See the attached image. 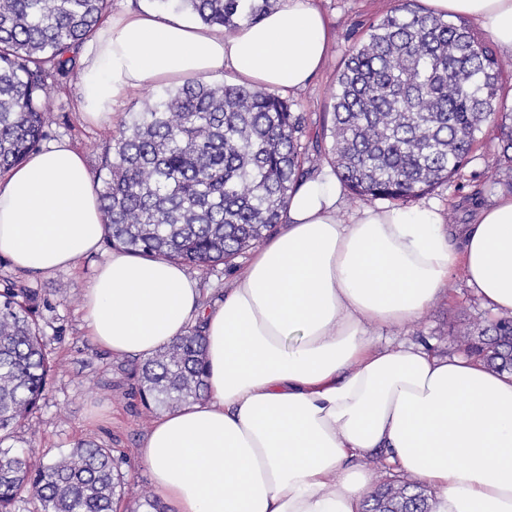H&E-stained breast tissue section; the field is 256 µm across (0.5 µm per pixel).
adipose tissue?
Listing matches in <instances>:
<instances>
[{
  "label": "adipose tissue",
  "mask_w": 512,
  "mask_h": 512,
  "mask_svg": "<svg viewBox=\"0 0 512 512\" xmlns=\"http://www.w3.org/2000/svg\"><path fill=\"white\" fill-rule=\"evenodd\" d=\"M512 52V0H431ZM327 29L315 0H282L231 35L144 9L110 17L83 46L80 116L162 80L232 72L268 90L306 88ZM324 170L288 199L287 221L207 304L181 263L113 250L82 290L88 336L113 355L152 357L201 326L204 399L155 419L136 450L166 512H363L361 460L433 488L432 512H512V374L373 328L418 318L456 268L483 305L512 315V195L472 224L438 207L364 206L339 217ZM104 217L82 154L54 142L0 174V255L49 275L97 252Z\"/></svg>",
  "instance_id": "ef3b65f1"
}]
</instances>
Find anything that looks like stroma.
Returning <instances> with one entry per match:
<instances>
[{
  "mask_svg": "<svg viewBox=\"0 0 512 512\" xmlns=\"http://www.w3.org/2000/svg\"><path fill=\"white\" fill-rule=\"evenodd\" d=\"M398 0H316L328 24V41L322 70L306 88L288 93L295 111L305 118L301 144L315 157V171L329 168L333 159L332 139L322 128L334 105L336 77L353 48L365 38L369 25L389 14ZM78 77L70 75L50 93L54 122L49 141H69L86 159L89 170H97L102 145L111 130L88 125L79 115ZM500 141L494 125L484 126L467 163L448 182L410 199L408 207L434 204L443 209L450 224H470L479 203L500 194L512 193L506 186L505 171L496 165ZM112 252L102 245L99 252L80 262L73 271L49 276L22 275L0 256V288L16 283L36 289L38 321L47 351L57 368L51 375L36 409L8 444L17 451H29L51 459L69 451L81 441H95L113 450L120 461L124 498L118 512H134L141 491L152 488L147 470L134 454L148 432L159 408H146L132 375L134 359L121 358L99 347L87 335L81 322V289L96 265ZM497 316L485 307L471 288L463 270L448 281L447 293L418 319L385 329L386 338L431 345L444 354L456 351L450 330L463 321L482 324Z\"/></svg>",
  "mask_w": 512,
  "mask_h": 512,
  "instance_id": "obj_1",
  "label": "stroma"
}]
</instances>
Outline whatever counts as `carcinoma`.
I'll return each instance as SVG.
<instances>
[{"label": "carcinoma", "instance_id": "obj_1", "mask_svg": "<svg viewBox=\"0 0 512 512\" xmlns=\"http://www.w3.org/2000/svg\"><path fill=\"white\" fill-rule=\"evenodd\" d=\"M209 27L256 23L276 0H178ZM110 0H0V172L48 137V90L77 65ZM504 66L467 20L400 3L369 26L336 79L333 169L352 191L404 201L448 181L493 122L512 171V114L500 105ZM301 113L252 85L186 80L129 113L103 148L99 202L108 243L204 268L226 265L284 223L289 192L311 173ZM35 291H0V444L37 406L54 366ZM469 355L512 372V318L455 332ZM200 328L136 373L145 402L202 398ZM112 449L80 443L50 462L0 447V512L21 498L36 512H117ZM364 512H431L416 484L390 485Z\"/></svg>", "mask_w": 512, "mask_h": 512}]
</instances>
